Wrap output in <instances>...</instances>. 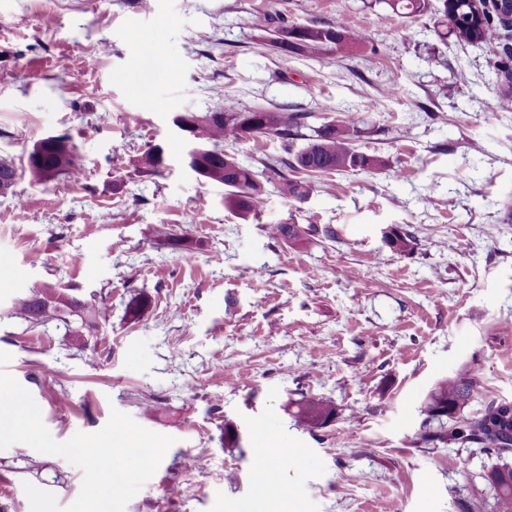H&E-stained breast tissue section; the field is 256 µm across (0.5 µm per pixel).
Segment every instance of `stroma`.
I'll use <instances>...</instances> for the list:
<instances>
[{
    "mask_svg": "<svg viewBox=\"0 0 512 512\" xmlns=\"http://www.w3.org/2000/svg\"><path fill=\"white\" fill-rule=\"evenodd\" d=\"M275 14L341 17L368 40L285 57L263 23ZM506 71L443 34L434 9L405 17L381 0H0V160L66 131L84 167L80 181L20 180L0 196V372L56 440L115 409L173 437L126 512H496L494 456L418 434L430 391L462 371L512 401ZM224 101L305 114L306 135L357 118V149L387 165L315 176L294 205L267 188L241 220L222 185L185 165L173 122ZM154 145L158 172L139 163ZM272 224H331L341 239L292 247ZM390 225L410 226L413 253L385 246ZM185 228L198 243L188 262L165 241ZM45 283L102 295L97 339L74 346L14 315ZM139 293L150 305L134 318ZM308 392L336 406L328 426L289 414ZM264 448L294 457L267 499L254 489ZM81 481L62 457L0 450L6 512H30L24 483L65 507Z\"/></svg>",
    "mask_w": 512,
    "mask_h": 512,
    "instance_id": "obj_1",
    "label": "stroma"
}]
</instances>
